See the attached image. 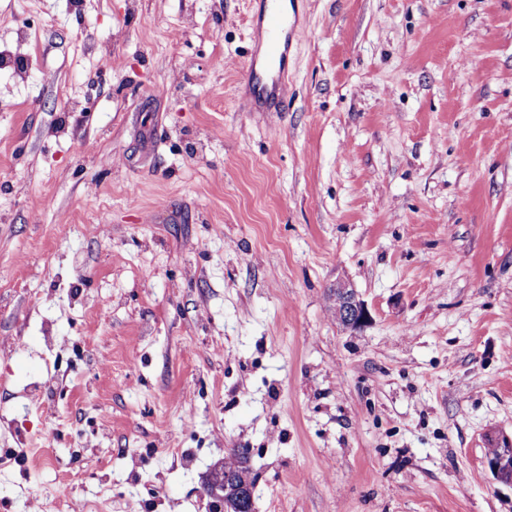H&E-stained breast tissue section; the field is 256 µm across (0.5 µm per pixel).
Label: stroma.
<instances>
[{"label":"stroma","instance_id":"35a3bbf8","mask_svg":"<svg viewBox=\"0 0 512 512\" xmlns=\"http://www.w3.org/2000/svg\"><path fill=\"white\" fill-rule=\"evenodd\" d=\"M288 15L245 112L249 0H0L10 512H512V0ZM280 0L260 1V7L252 16V28L263 33V59L265 65L258 68V58L252 57L245 70V83L250 94L243 108L247 112H283L287 98L286 72L282 68L288 47V35L301 41L308 31L291 25L288 32V16L278 6ZM334 301L336 321L345 329L357 330L368 321L369 313L365 304L349 284L336 283ZM488 441L496 446V448H488L485 463L490 471L500 482L512 486V438L497 435H491ZM248 459L233 449L224 461V471L212 475L208 484L212 486L213 493L220 497L224 503L225 512H239L251 509L254 504V488L238 486H254L255 480L251 476ZM225 473H228L224 475ZM237 483V485L235 484Z\"/></svg>","mask_w":512,"mask_h":512}]
</instances>
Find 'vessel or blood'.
<instances>
[{
    "instance_id": "obj_1",
    "label": "vessel or blood",
    "mask_w": 512,
    "mask_h": 512,
    "mask_svg": "<svg viewBox=\"0 0 512 512\" xmlns=\"http://www.w3.org/2000/svg\"><path fill=\"white\" fill-rule=\"evenodd\" d=\"M280 0H261L252 17L253 26L263 34L262 60H249L245 82L250 90L244 108L249 112H279L287 98V83L282 67L289 40H303L306 29L292 27L279 6Z\"/></svg>"
}]
</instances>
